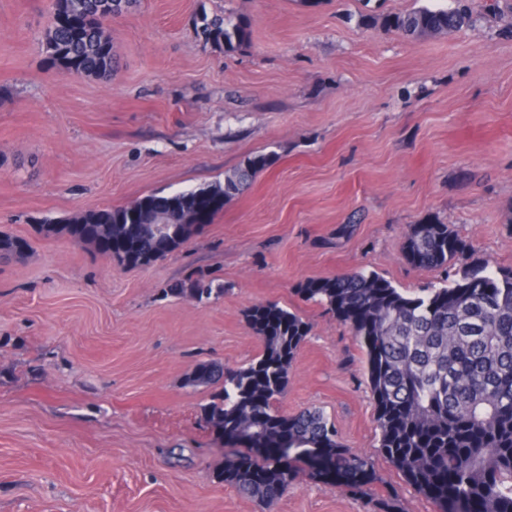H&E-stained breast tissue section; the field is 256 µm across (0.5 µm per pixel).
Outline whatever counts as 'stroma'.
<instances>
[{
	"label": "stroma",
	"mask_w": 512,
	"mask_h": 512,
	"mask_svg": "<svg viewBox=\"0 0 512 512\" xmlns=\"http://www.w3.org/2000/svg\"><path fill=\"white\" fill-rule=\"evenodd\" d=\"M48 0H0V512H435L378 448L364 356L300 286L356 270L411 294L445 269L411 265L410 225L440 218L477 257L512 267V0H472V27L427 40L359 15L454 0H142L109 25V78L67 77L39 36ZM252 24L217 54L193 18ZM279 162L185 247L126 269L37 226ZM195 273L219 299L167 297ZM276 302L312 326L277 408L317 407L378 481L363 495L300 465L274 506L217 473L234 449L200 420L187 378L261 352L246 311Z\"/></svg>",
	"instance_id": "1"
}]
</instances>
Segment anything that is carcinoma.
<instances>
[{"instance_id": "1", "label": "carcinoma", "mask_w": 512, "mask_h": 512, "mask_svg": "<svg viewBox=\"0 0 512 512\" xmlns=\"http://www.w3.org/2000/svg\"><path fill=\"white\" fill-rule=\"evenodd\" d=\"M51 0L43 46L51 66L73 76L110 78L119 62L106 27L135 10L140 0ZM463 0L448 9L422 7L362 16L368 27L416 41L472 25ZM196 37L218 53L249 45L251 23L224 11L197 16ZM277 153L248 157L224 182L175 195L151 193L132 204L45 221L46 236L93 246L124 267H146L186 245L198 231L199 213L213 220L217 200L241 194ZM28 242L0 234V259L23 253ZM473 247L449 225L431 218L409 226L407 261L420 268L458 266L455 279L418 295L384 277L353 271L313 279L299 288L306 300L324 304L349 326L365 354V377L374 404L379 448L407 483L438 512H512V268L492 269L472 259ZM173 296L197 301L224 289L204 276L173 284ZM246 318L262 343L248 365L226 368L203 362L188 384L212 389L201 416L240 452L220 473L240 494L272 507L306 463L321 478L368 493L377 482L363 457L344 448L335 424L318 408L281 413L276 401L311 326L274 303L254 305Z\"/></svg>"}]
</instances>
